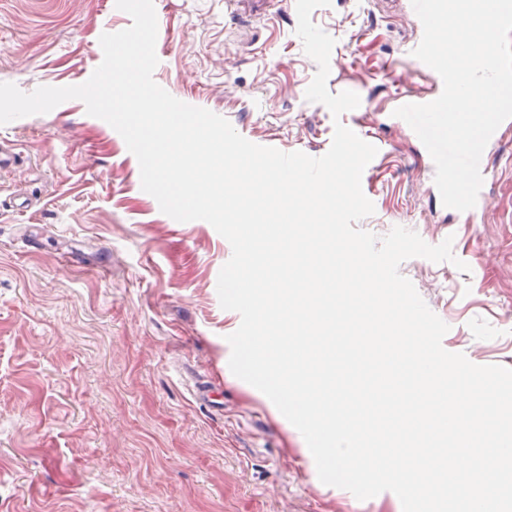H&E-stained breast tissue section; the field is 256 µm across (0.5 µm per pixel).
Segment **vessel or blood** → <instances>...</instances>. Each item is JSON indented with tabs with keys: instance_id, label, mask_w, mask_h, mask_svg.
<instances>
[{
	"instance_id": "obj_1",
	"label": "vessel or blood",
	"mask_w": 512,
	"mask_h": 512,
	"mask_svg": "<svg viewBox=\"0 0 512 512\" xmlns=\"http://www.w3.org/2000/svg\"><path fill=\"white\" fill-rule=\"evenodd\" d=\"M401 10L402 21L412 29L414 36L403 49V63L397 64L386 61L380 67L381 72L390 79L394 88L392 102L397 107L405 104L431 102L441 94L443 89V82L440 76L413 55V51L419 45L423 35V27L410 0H403ZM368 113V107L363 105L350 111L349 127L360 138L365 139L366 142L374 145L376 148H383L385 145L384 140L369 134L365 129L364 119ZM480 171L483 177L484 188L480 190L474 208L457 213L456 220L458 223H484L492 200V194L489 190L490 185H499L501 191L512 193V178L502 179L501 175L491 164L489 157H482Z\"/></svg>"
}]
</instances>
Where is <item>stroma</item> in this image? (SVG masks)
I'll list each match as a JSON object with an SVG mask.
<instances>
[{
	"instance_id": "obj_1",
	"label": "stroma",
	"mask_w": 512,
	"mask_h": 512,
	"mask_svg": "<svg viewBox=\"0 0 512 512\" xmlns=\"http://www.w3.org/2000/svg\"><path fill=\"white\" fill-rule=\"evenodd\" d=\"M153 77L257 145L324 155L334 120L305 92L317 65L296 4L259 19L227 0H154ZM386 0H331L313 22L335 40L327 87L390 110L376 67L412 31ZM116 0H0V82L79 85L100 36L129 28ZM378 205L359 229L423 240L453 224L424 190L419 147L382 128ZM21 164L0 173V512H402L323 484L300 432L230 370L240 325L217 294L232 248L179 222L141 188L121 135L72 99L0 126ZM455 263L404 261L427 306L457 328L442 346L512 369V225L457 229ZM70 253L63 265L61 253Z\"/></svg>"
}]
</instances>
